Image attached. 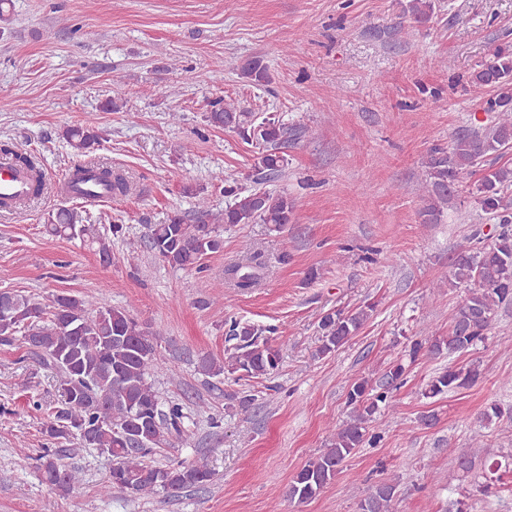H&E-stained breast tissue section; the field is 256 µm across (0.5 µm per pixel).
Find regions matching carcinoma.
Listing matches in <instances>:
<instances>
[{"label":"carcinoma","mask_w":512,"mask_h":512,"mask_svg":"<svg viewBox=\"0 0 512 512\" xmlns=\"http://www.w3.org/2000/svg\"><path fill=\"white\" fill-rule=\"evenodd\" d=\"M400 7L403 18L421 26L432 19L435 3L404 0ZM240 75L253 84L268 79L259 59L246 60ZM469 82L489 90L480 110L492 120L483 124L473 114L449 146L434 145L428 150L423 161L427 195L420 217L424 224L436 222L440 207L466 189L500 231L475 251H461L451 263L448 284L464 286L466 294L452 316L448 336L413 341L409 350L412 360L426 351L463 353L485 342L497 310L512 305V163L483 167L487 157L502 158L512 152V45L496 46L473 70ZM206 121L236 133L246 143L259 145L254 164L259 181L278 175L288 166L282 146L304 135L302 127L289 125L274 115L249 123L245 113L220 100L213 102ZM63 138L74 154L85 156L99 142L100 135L90 126L77 125L64 129ZM3 152L11 163L30 173L34 194L41 195L46 183L38 156L7 148ZM89 172L109 196L123 195L129 189L122 174L91 161L74 168L71 183L83 181ZM224 193L232 198L217 216L224 224L259 222L279 230L291 223L295 205L286 196L236 185L224 187ZM197 205L196 223L189 224L176 215L167 224L154 225L149 240L151 249L165 261L200 273L204 271V257L223 250L224 240L213 228L208 229L209 235H202V227L209 225L214 216L207 198H199ZM47 232L63 238L79 235L98 245L103 263H112L110 244L95 225L82 223L73 209H59ZM242 249L246 253L244 261L228 269L227 274L237 287L251 288L261 278L264 264L252 244L246 242ZM373 309L374 305L367 304L354 312L325 314L318 325V354L335 352L363 326ZM276 332L271 325L261 327L234 319L228 328L229 336L238 341L234 352L222 361L205 357L201 368L209 375L232 376L237 381L270 375L281 360L280 350L271 342ZM158 335L160 332L145 329L125 310L108 305L100 296L56 294L43 302L13 291L7 298H0V346L25 344L40 364L59 377L62 400L46 409L42 433L54 440L73 437L85 448L108 451L113 467L102 486L104 494L114 490L179 493L211 476L204 462L167 467L148 462L159 449L184 435L182 405L161 401L151 383L152 376L165 368L158 351ZM404 373L405 366L398 363L379 385L364 378L350 386L347 400L353 405L354 419L335 431L328 448L296 473L288 486L290 500L305 503L336 477L343 462L364 444L366 423L380 409L390 406L392 392L401 384ZM480 376L473 364L450 365L428 382L424 395L434 398L470 388ZM39 460L42 479L49 485L70 488L80 482L79 470L63 464L54 449H44ZM394 494L395 486L389 483L375 485L360 502L359 512H395Z\"/></svg>","instance_id":"carcinoma-1"}]
</instances>
